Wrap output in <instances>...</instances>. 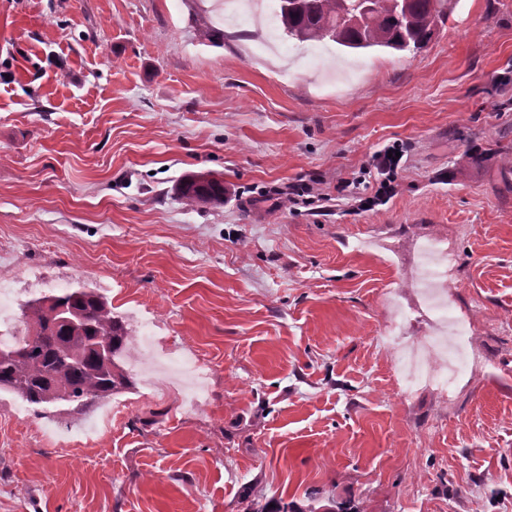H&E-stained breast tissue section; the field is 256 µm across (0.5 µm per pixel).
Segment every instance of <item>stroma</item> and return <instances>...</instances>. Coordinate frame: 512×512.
<instances>
[{"label":"stroma","mask_w":512,"mask_h":512,"mask_svg":"<svg viewBox=\"0 0 512 512\" xmlns=\"http://www.w3.org/2000/svg\"><path fill=\"white\" fill-rule=\"evenodd\" d=\"M276 4L0 0L10 302L82 285L133 334L111 400L0 394V512H512V0H458L415 54L272 37ZM395 145L375 206L336 196ZM191 175L223 206L185 205ZM312 181L325 200H258ZM436 235L480 364L407 394L378 334L394 301L429 335L406 280ZM146 336L205 360L203 410L152 392L191 381L144 370ZM179 197L188 206H221L224 204V181L216 177L189 176L177 184Z\"/></svg>","instance_id":"1"}]
</instances>
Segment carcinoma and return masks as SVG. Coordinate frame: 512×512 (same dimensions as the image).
<instances>
[{
  "label": "carcinoma",
  "instance_id": "carcinoma-1",
  "mask_svg": "<svg viewBox=\"0 0 512 512\" xmlns=\"http://www.w3.org/2000/svg\"><path fill=\"white\" fill-rule=\"evenodd\" d=\"M288 2L292 7L276 11L284 35L299 43L331 42L349 53L419 50L457 4V0H378L368 20L346 25L342 17L351 12L354 0ZM177 192L188 206L224 204V181L216 177H186L177 184ZM58 307L74 310L81 320L75 325L58 321L51 315ZM20 311L38 331V339L15 336L12 344H0L5 351L0 356V391L16 395L44 416L55 406L81 409L130 389L132 380L120 364L130 330L97 292L71 288L28 300ZM101 340L110 347L108 357L95 349Z\"/></svg>",
  "mask_w": 512,
  "mask_h": 512
}]
</instances>
